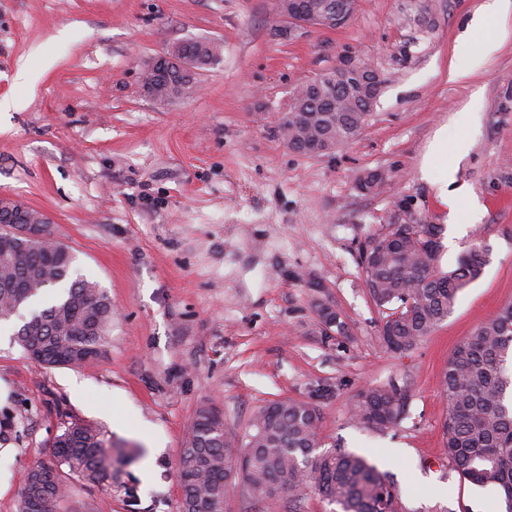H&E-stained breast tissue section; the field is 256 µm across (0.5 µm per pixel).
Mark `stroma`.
I'll list each match as a JSON object with an SVG mask.
<instances>
[{
	"mask_svg": "<svg viewBox=\"0 0 512 512\" xmlns=\"http://www.w3.org/2000/svg\"><path fill=\"white\" fill-rule=\"evenodd\" d=\"M483 2L358 0L343 28L281 38L274 0H0V195L46 212L78 275L112 299L104 353L77 368L41 367L0 323V512H18L29 467L72 421L142 457L123 487L75 484L69 512H178L174 462L199 406L220 408L238 441L284 398L315 404L321 448L365 457L405 512L503 507L452 470L439 386L452 350L512 304V40L473 77L448 78L480 48L468 27ZM200 38L224 52L197 91L162 107L145 99L142 64ZM348 58L384 80L361 133L320 155L286 147L277 130L294 89ZM438 133L444 166L425 161ZM447 171L477 203L474 223L438 198ZM368 172L386 187L361 192ZM413 218L441 226L442 267L473 244L489 263L448 319L394 354L362 252ZM322 304L343 335L324 334ZM391 382L408 414L370 430L351 402ZM224 512L341 509L309 489L257 502L232 483Z\"/></svg>",
	"mask_w": 512,
	"mask_h": 512,
	"instance_id": "stroma-1",
	"label": "stroma"
}]
</instances>
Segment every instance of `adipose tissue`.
<instances>
[{"label":"adipose tissue","instance_id":"1","mask_svg":"<svg viewBox=\"0 0 512 512\" xmlns=\"http://www.w3.org/2000/svg\"><path fill=\"white\" fill-rule=\"evenodd\" d=\"M490 22L496 25L495 35L485 41L479 54L467 57L451 66L450 79L464 78L480 70L506 41L512 39V0H485L480 10L474 15L469 29L474 32Z\"/></svg>","mask_w":512,"mask_h":512}]
</instances>
